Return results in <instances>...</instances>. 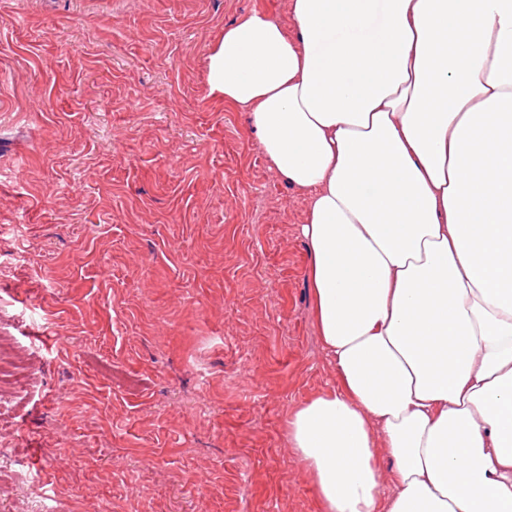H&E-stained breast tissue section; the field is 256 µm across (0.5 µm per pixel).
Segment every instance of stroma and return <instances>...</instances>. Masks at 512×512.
<instances>
[{
    "label": "stroma",
    "instance_id": "1",
    "mask_svg": "<svg viewBox=\"0 0 512 512\" xmlns=\"http://www.w3.org/2000/svg\"><path fill=\"white\" fill-rule=\"evenodd\" d=\"M288 0H0V512H322L306 202L209 94ZM26 382L24 368L9 352L0 350V385L4 388L21 387Z\"/></svg>",
    "mask_w": 512,
    "mask_h": 512
}]
</instances>
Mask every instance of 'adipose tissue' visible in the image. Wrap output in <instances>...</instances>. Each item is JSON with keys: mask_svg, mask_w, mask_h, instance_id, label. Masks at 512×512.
Instances as JSON below:
<instances>
[{"mask_svg": "<svg viewBox=\"0 0 512 512\" xmlns=\"http://www.w3.org/2000/svg\"><path fill=\"white\" fill-rule=\"evenodd\" d=\"M288 12L225 27L207 74L307 201L336 386L288 442L324 512H512V0Z\"/></svg>", "mask_w": 512, "mask_h": 512, "instance_id": "adipose-tissue-1", "label": "adipose tissue"}]
</instances>
